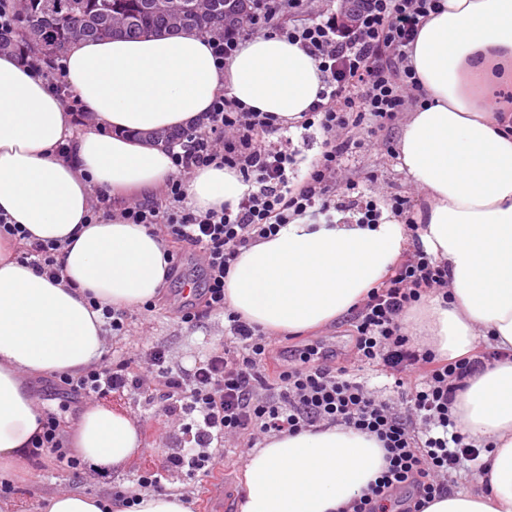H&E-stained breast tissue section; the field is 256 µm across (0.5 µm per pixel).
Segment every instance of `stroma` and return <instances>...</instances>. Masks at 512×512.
Here are the masks:
<instances>
[{
    "label": "stroma",
    "instance_id": "obj_1",
    "mask_svg": "<svg viewBox=\"0 0 512 512\" xmlns=\"http://www.w3.org/2000/svg\"><path fill=\"white\" fill-rule=\"evenodd\" d=\"M353 173L365 177L377 173L379 186L385 191L410 197L414 207L424 204L422 193L410 183L401 168L399 159L359 153L353 163ZM180 281L166 283L153 311L135 306L126 309L130 333L126 336H110L106 339V351L113 360H136L142 349L156 347L165 350L174 368H192L196 359L205 355L212 347L228 343L224 331V316L213 313L202 318L200 323H182L175 312L182 301L184 283L195 282L200 271L194 258L184 261ZM353 343L352 328L348 317H341L324 327L298 334H283L279 337V349L275 355L277 364H287L292 352L306 346L317 347L328 354L342 357L349 353ZM249 448H215V461L209 476H201L191 468L170 472L164 482L165 492L187 494L194 503L193 512H208L205 496L210 479H217L235 497H243L245 491L244 464ZM137 461L124 467L110 470L108 477H101L94 467H85L80 476H72L57 469L52 459L40 461L24 458L21 478L12 480V492L0 496V506L8 512H41L47 497L60 490L80 491L101 497H112L115 491H138Z\"/></svg>",
    "mask_w": 512,
    "mask_h": 512
}]
</instances>
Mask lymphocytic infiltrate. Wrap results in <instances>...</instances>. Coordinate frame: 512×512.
Returning a JSON list of instances; mask_svg holds the SVG:
<instances>
[{
	"label": "lymphocytic infiltrate",
	"mask_w": 512,
	"mask_h": 512,
	"mask_svg": "<svg viewBox=\"0 0 512 512\" xmlns=\"http://www.w3.org/2000/svg\"><path fill=\"white\" fill-rule=\"evenodd\" d=\"M298 0H259L244 24L210 36L216 62L232 56L248 36L272 31L299 43L313 56L321 74L317 102L303 115V128L318 127L323 150L297 183H290L291 154L271 143L272 134L287 130V121L259 112L218 94L203 121L183 131L170 148L174 172L161 194L117 203L96 194L93 216L119 212L128 224L159 230L175 242L197 250L204 279L195 300L180 306L182 323L223 313L232 346L211 349L189 372L169 368L163 350L144 351L137 369L103 358L77 373L61 372L56 385L69 401H101L142 387L148 374L161 376L168 399L194 413L187 427L192 443L185 453L156 464L150 448L139 467L141 487L161 490L166 469L212 464L211 445L237 447L240 439L296 435L331 427L374 437L384 450L385 466L358 497L337 512H378L382 501L409 490L405 512H423L447 496L449 479L480 448L456 416L458 394L480 359L438 357L408 334V311L426 298L448 292V266L423 248L396 259L389 273L354 305L351 314L355 350L352 364L318 357L306 348L288 367L270 370L275 341L227 306L224 282L242 249L276 236L296 216L330 215L337 190L363 197L357 221L380 223L383 213L403 220L418 233L411 200L379 190L376 184L349 176L358 152L393 154L384 138L419 90L408 53L420 25L439 10L440 0H340L337 11L309 23L283 26L284 10H299ZM221 164L238 170L246 185L236 208L198 213L188 202L187 176L197 168ZM49 280H59L64 247L33 242L19 256ZM379 368L405 390L404 406L379 398L353 373V366ZM28 454L52 458L59 468L78 471L82 462L64 443L57 413H46L30 439Z\"/></svg>",
	"instance_id": "obj_1"
}]
</instances>
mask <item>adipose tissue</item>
Here are the masks:
<instances>
[{
    "instance_id": "1",
    "label": "adipose tissue",
    "mask_w": 512,
    "mask_h": 512,
    "mask_svg": "<svg viewBox=\"0 0 512 512\" xmlns=\"http://www.w3.org/2000/svg\"><path fill=\"white\" fill-rule=\"evenodd\" d=\"M443 3L409 54L425 100L398 142L402 167L425 196L416 214L421 244L449 274L447 297L420 306L417 320L425 346L441 356L468 354L482 336L505 358L475 371L457 401L462 428L476 444L493 446L486 491L448 495L425 512H512V117L498 122L490 93L512 79V0ZM65 73L92 117L79 133L62 100L19 57L0 54V214L32 240L62 243L65 254L54 283L0 244V473L18 467L43 417L30 378L78 372L102 358L104 322L91 301L133 307L165 283L158 235L118 217L85 220L95 191H139L172 174L168 147L142 140V132L196 126L221 91L297 119L321 88L314 58L273 33L249 38L220 68L195 32L82 41L68 49ZM245 189L238 171L214 164L186 180L200 213L236 206ZM407 244L403 223L393 219L362 228L298 217L242 250L225 301L269 330L319 327L364 298ZM70 446L96 467L117 469L141 441L129 416L91 407L72 428ZM383 464L380 445L350 429L270 437L245 462L241 512H336ZM42 510L192 512L178 492L140 493L128 507L63 491Z\"/></svg>"
}]
</instances>
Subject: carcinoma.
<instances>
[{
	"label": "carcinoma",
	"instance_id": "carcinoma-1",
	"mask_svg": "<svg viewBox=\"0 0 512 512\" xmlns=\"http://www.w3.org/2000/svg\"><path fill=\"white\" fill-rule=\"evenodd\" d=\"M20 0L17 36L0 42V52L49 61L70 45L102 39L113 25L120 35L222 34L244 23L255 0Z\"/></svg>",
	"mask_w": 512,
	"mask_h": 512
}]
</instances>
